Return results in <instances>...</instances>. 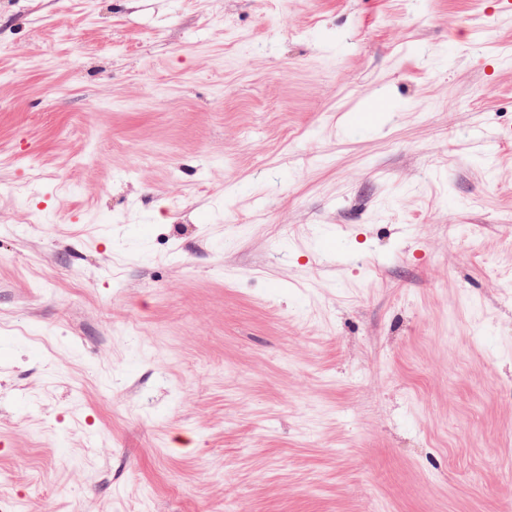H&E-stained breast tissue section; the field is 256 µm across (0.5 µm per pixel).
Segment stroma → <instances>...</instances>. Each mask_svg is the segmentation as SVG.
<instances>
[{
    "label": "stroma",
    "instance_id": "stroma-1",
    "mask_svg": "<svg viewBox=\"0 0 512 512\" xmlns=\"http://www.w3.org/2000/svg\"><path fill=\"white\" fill-rule=\"evenodd\" d=\"M14 512H512V13L0 0Z\"/></svg>",
    "mask_w": 512,
    "mask_h": 512
}]
</instances>
